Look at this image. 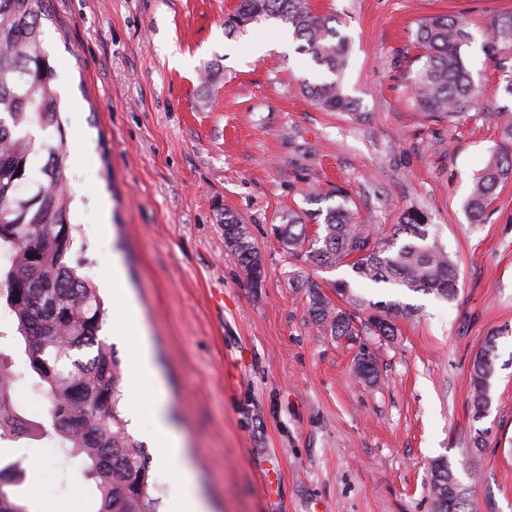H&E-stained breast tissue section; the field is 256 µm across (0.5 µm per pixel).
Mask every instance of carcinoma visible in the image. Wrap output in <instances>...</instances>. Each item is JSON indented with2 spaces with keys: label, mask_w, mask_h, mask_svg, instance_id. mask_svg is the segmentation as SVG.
Listing matches in <instances>:
<instances>
[{
  "label": "carcinoma",
  "mask_w": 512,
  "mask_h": 512,
  "mask_svg": "<svg viewBox=\"0 0 512 512\" xmlns=\"http://www.w3.org/2000/svg\"><path fill=\"white\" fill-rule=\"evenodd\" d=\"M54 20L51 0H0V312L12 322L25 369L0 351V440L45 438L65 458L82 464L91 485L88 512H158L157 483L150 473L145 445L128 430L121 363L113 347L98 339L104 322L103 301L82 262H71L79 225L70 222L73 195L67 188L69 146L60 119L57 71L43 47L44 22ZM270 20L288 26L300 53L323 66L333 79L307 86L324 109L348 112L353 101L342 91L349 41L332 14L316 12L309 0H239L228 20V34ZM415 43L425 61L411 76L413 99L433 121L461 120L478 110L481 88L467 68L461 49L471 40L464 18L438 14L419 21ZM484 53L504 74L512 96V12L494 19ZM502 145L473 178L465 208L473 224L485 222L501 184L512 180V109L494 113ZM329 197L339 202L316 213L290 210L274 236L282 249L325 269L349 266L375 284L392 285L452 300L458 277L450 257L427 243L428 224L416 211L403 213L393 239L383 242L372 224L351 209L348 192L338 187ZM323 218L310 235L308 223ZM226 245L238 258L249 283L261 265V252L245 221L226 211ZM292 280L306 289L312 324L322 336L342 338L363 333L392 341L398 318L411 308L398 302L373 303L340 280L333 302L315 281L297 271ZM497 338L491 334L474 357L469 406L472 418L486 417L496 377ZM365 379L377 376L376 360L366 352L356 363ZM27 385L50 401L49 423L28 418L15 400ZM23 460L0 461V512H30L19 487ZM434 512H472L470 490L448 465H431Z\"/></svg>",
  "instance_id": "1"
}]
</instances>
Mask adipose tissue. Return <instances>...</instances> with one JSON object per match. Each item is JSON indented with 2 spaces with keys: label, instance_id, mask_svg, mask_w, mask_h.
<instances>
[{
  "label": "adipose tissue",
  "instance_id": "adipose-tissue-1",
  "mask_svg": "<svg viewBox=\"0 0 512 512\" xmlns=\"http://www.w3.org/2000/svg\"><path fill=\"white\" fill-rule=\"evenodd\" d=\"M112 333L126 337L137 347L129 378L130 392H137L143 381L148 380L152 383L154 378L146 353L140 347L144 331L135 317L129 315L125 320L113 322ZM130 410L135 415L143 411L148 413L151 432L161 444L163 462L177 466L176 475L169 481L168 512H206L207 506L196 490L194 475L183 460L181 438L171 429L166 420L164 399L159 386L152 383L148 403L131 402Z\"/></svg>",
  "mask_w": 512,
  "mask_h": 512
}]
</instances>
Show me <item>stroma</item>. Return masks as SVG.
Listing matches in <instances>:
<instances>
[{
    "label": "stroma",
    "instance_id": "35a3bbf8",
    "mask_svg": "<svg viewBox=\"0 0 512 512\" xmlns=\"http://www.w3.org/2000/svg\"><path fill=\"white\" fill-rule=\"evenodd\" d=\"M238 0H53L44 47L78 119L64 118L71 212L94 262L106 319L102 253L116 257L145 328L144 341L181 436L184 461L209 512H433L429 463L446 458L476 512H512V181L486 223L464 204L474 174L500 145L492 117L512 108L482 45L512 0H311L350 42L344 94L358 108L327 112L302 90L322 71L277 22L227 35ZM461 14L462 49L481 85V116L435 122L410 99L420 19ZM216 79L203 83L207 67ZM347 188L366 223L391 237L404 211H422L429 243L458 274L446 301L365 284L376 301L413 307L392 341L318 335L295 271L332 294L350 267L322 269L283 251L271 234L314 191ZM105 202L110 226L95 224ZM240 215L266 277L245 279L224 243L223 211ZM498 343L495 397L473 421L472 360ZM375 357L377 382L355 372ZM489 430L480 455L475 428ZM38 461L23 491L32 512H86L81 464L50 444H0Z\"/></svg>",
    "mask_w": 512,
    "mask_h": 512
}]
</instances>
